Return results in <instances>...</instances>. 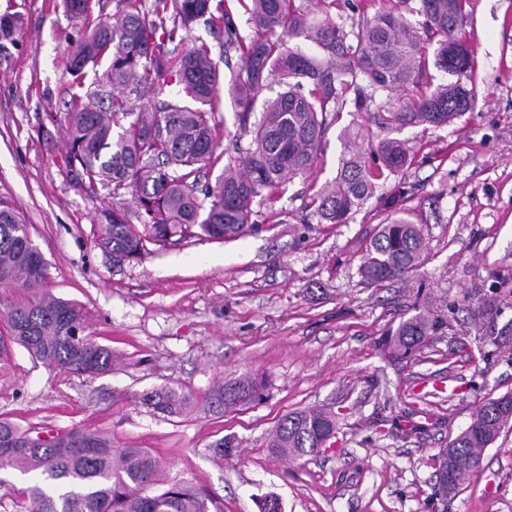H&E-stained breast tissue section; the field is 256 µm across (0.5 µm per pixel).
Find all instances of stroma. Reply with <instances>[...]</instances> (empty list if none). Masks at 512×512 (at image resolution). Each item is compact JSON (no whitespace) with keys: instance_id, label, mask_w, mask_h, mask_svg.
Returning a JSON list of instances; mask_svg holds the SVG:
<instances>
[{"instance_id":"obj_1","label":"stroma","mask_w":512,"mask_h":512,"mask_svg":"<svg viewBox=\"0 0 512 512\" xmlns=\"http://www.w3.org/2000/svg\"><path fill=\"white\" fill-rule=\"evenodd\" d=\"M91 5L84 22L61 0H0V16L20 19L0 39V200L49 263L51 293L80 305L88 333L120 363L78 376L10 347L0 418L34 436L80 427L117 448L150 449L169 479L202 489L222 512H259L271 494L281 512H512V423L468 486L434 494L437 453L483 403L512 394V0L465 6L472 70L459 80L473 104L453 124L391 128L343 115L314 173L258 205L248 233L175 239L121 265L97 245L111 199L81 189L65 160L76 91L68 55L86 22L120 0ZM354 123L363 148L394 138L415 160L348 223L322 224L312 199L334 180L339 133ZM401 183L424 257L406 280L370 285L359 274L365 246ZM420 311L443 320L436 336L411 358L385 354L382 336ZM244 376L260 383L254 402L205 406L212 387ZM160 386L197 408L167 417L138 402ZM311 409L334 416L331 448L275 457L279 422Z\"/></svg>"}]
</instances>
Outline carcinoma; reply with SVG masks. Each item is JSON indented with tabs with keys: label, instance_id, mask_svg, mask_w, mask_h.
<instances>
[{
	"label": "carcinoma",
	"instance_id": "1",
	"mask_svg": "<svg viewBox=\"0 0 512 512\" xmlns=\"http://www.w3.org/2000/svg\"><path fill=\"white\" fill-rule=\"evenodd\" d=\"M418 5H412V2ZM91 0H62L73 19H84ZM463 0H358L359 19L339 23L330 13L314 18L294 0H250L258 32L241 43L233 12L244 0H122L123 7L83 31L73 46L69 69L80 79L88 66L102 67L94 88L73 98L66 113V163L78 183L117 199L135 192L137 212L120 202L102 212L98 245L112 259L131 262L179 236L234 238L252 227L259 199L283 197L288 182L318 163L328 128L343 112L367 114L384 125L447 126L469 111L470 91L459 83L431 84L430 63L463 74L471 55L463 32ZM423 16L417 26L405 13ZM209 16L224 29V48L241 51L242 66L226 93L242 129L252 128L242 167L227 164L211 190L200 171L220 159L224 129L209 109L224 84L205 43L177 42L198 19ZM163 39L156 40L157 31ZM303 38L318 55L287 46ZM437 41L433 56L424 43ZM284 91L250 122L254 104L272 78ZM174 84L177 95L162 99ZM152 94L147 103L136 102ZM132 121H127V118ZM343 152L333 182L315 199L322 224H345L390 175L404 173L413 157L406 145L387 139L364 152L356 135L342 133ZM399 216L382 225L365 249L360 274L369 283L403 279L418 266L425 248L421 227ZM49 265L32 244L13 209L0 201V345L10 342L48 367L78 376L112 370V349L86 334L85 316L74 302L53 296ZM424 313L402 321L383 340L395 356H407L439 328ZM257 382L240 377L206 396L212 409L251 401ZM154 412L180 416L190 397L162 386L142 395ZM512 414L485 403L473 415V429L459 434L438 456L440 495L457 491L477 472L487 444L496 440ZM336 428L332 416L300 411L285 416L273 452L298 459L325 446ZM36 472L25 491L26 512H210L208 498L185 481H163L158 457L146 448H114L112 439L84 429L31 438L0 418V470Z\"/></svg>",
	"mask_w": 512,
	"mask_h": 512
}]
</instances>
